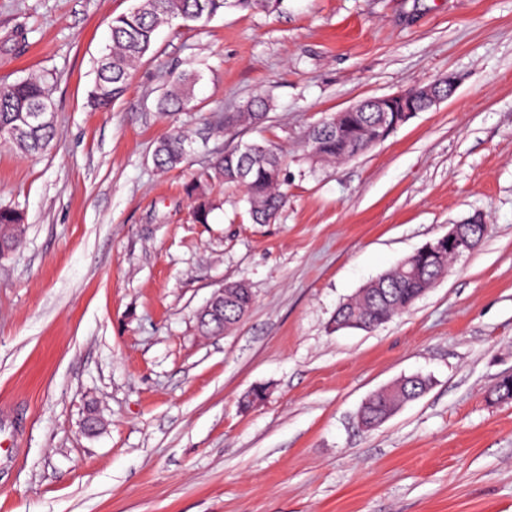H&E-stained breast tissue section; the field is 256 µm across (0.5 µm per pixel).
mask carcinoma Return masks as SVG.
Returning a JSON list of instances; mask_svg holds the SVG:
<instances>
[{
    "mask_svg": "<svg viewBox=\"0 0 512 512\" xmlns=\"http://www.w3.org/2000/svg\"><path fill=\"white\" fill-rule=\"evenodd\" d=\"M278 0H137L126 13L112 19V46L98 61L96 79L88 94L90 104L105 108L119 99L127 89L132 68L150 50L159 27L175 19L185 24L205 25L226 8H276ZM192 74L178 77L157 103L161 112H183L195 101ZM268 101L254 98L241 112L224 117L228 128L257 125L267 119ZM328 124L311 127L305 135L313 164L340 163L350 159L360 138L349 118L347 127L336 126V114L327 118ZM57 134L54 112L50 108L48 80L30 76L13 83H0V143L17 153L32 156L44 151ZM190 136L182 129H174L163 137L154 151V164L161 170H172L185 162ZM213 181L243 188L248 212L256 224H265L276 218L285 203L281 187L285 181L282 151L268 142L241 143L235 149L218 156L204 175L186 187L194 200V219L208 223L214 208L207 188ZM24 232L22 214L15 208L0 206V256L17 246ZM422 268H413L406 274L395 267L368 284L380 288L386 296H369L353 309L345 310L339 319L367 316L380 326L406 312L436 281L448 273V260L436 263L420 255ZM245 284L232 282L224 285V324H198L202 333L219 336L239 323L249 311L242 288Z\"/></svg>",
    "mask_w": 512,
    "mask_h": 512,
    "instance_id": "cac0c4a2",
    "label": "carcinoma"
}]
</instances>
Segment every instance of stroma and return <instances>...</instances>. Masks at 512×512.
Instances as JSON below:
<instances>
[{"mask_svg": "<svg viewBox=\"0 0 512 512\" xmlns=\"http://www.w3.org/2000/svg\"><path fill=\"white\" fill-rule=\"evenodd\" d=\"M134 0H0V81H49L58 137L0 146V512H512V0H282L161 27L127 91L88 105L113 17ZM199 74L196 107L157 101ZM455 74L448 100L356 158L312 165L307 130L366 98ZM265 97L257 127L224 115ZM188 130L162 173L158 140ZM270 140L288 201L252 223L215 157ZM489 234L405 313L335 330L340 304L451 223ZM229 282V333L197 317ZM425 394L373 429L362 403L403 376ZM265 387L263 401L248 393ZM103 421L83 433L87 406ZM23 232L22 214L15 208L0 206V256L14 250ZM225 288V290H224ZM219 289L210 302L207 303L206 310L213 311L224 306V329L221 324L210 322L208 324L199 323L198 327L202 333L212 336L226 334L233 326L239 323L248 313L249 303L244 300V294L241 288H248L240 282H232Z\"/></svg>", "mask_w": 512, "mask_h": 512, "instance_id": "stroma-1", "label": "stroma"}]
</instances>
